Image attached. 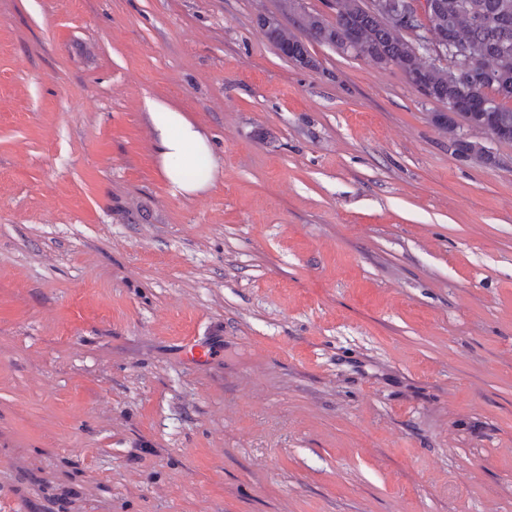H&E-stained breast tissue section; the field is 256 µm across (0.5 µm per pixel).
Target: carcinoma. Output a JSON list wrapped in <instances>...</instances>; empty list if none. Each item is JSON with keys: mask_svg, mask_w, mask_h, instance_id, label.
Instances as JSON below:
<instances>
[{"mask_svg": "<svg viewBox=\"0 0 512 512\" xmlns=\"http://www.w3.org/2000/svg\"><path fill=\"white\" fill-rule=\"evenodd\" d=\"M434 8L420 27L441 34L446 43L464 48L473 68L453 79L458 61L447 56L434 63L414 42V30L390 24L363 0H336V22L308 17L307 38L347 54L395 66L425 99L442 106L435 124L448 132L454 152L494 167L498 160L479 143L460 133L465 125L501 143H512V0H432ZM267 40L283 55L310 63L304 41L272 17L260 20ZM456 112L448 115L445 108Z\"/></svg>", "mask_w": 512, "mask_h": 512, "instance_id": "1", "label": "carcinoma"}]
</instances>
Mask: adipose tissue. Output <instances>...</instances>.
Here are the masks:
<instances>
[{"mask_svg": "<svg viewBox=\"0 0 512 512\" xmlns=\"http://www.w3.org/2000/svg\"><path fill=\"white\" fill-rule=\"evenodd\" d=\"M163 177L173 194L190 197L211 188L218 164L208 137L184 112L166 101H147Z\"/></svg>", "mask_w": 512, "mask_h": 512, "instance_id": "ef3b65f1", "label": "adipose tissue"}]
</instances>
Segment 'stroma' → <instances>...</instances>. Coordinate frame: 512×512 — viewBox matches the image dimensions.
I'll return each instance as SVG.
<instances>
[{"label":"stroma","mask_w":512,"mask_h":512,"mask_svg":"<svg viewBox=\"0 0 512 512\" xmlns=\"http://www.w3.org/2000/svg\"><path fill=\"white\" fill-rule=\"evenodd\" d=\"M310 14L0 0V512H512V145L258 24ZM149 97L214 187L172 194ZM260 25L264 29L267 40L283 55L303 65L310 63L304 41L288 32L275 18H262Z\"/></svg>","instance_id":"stroma-1"}]
</instances>
